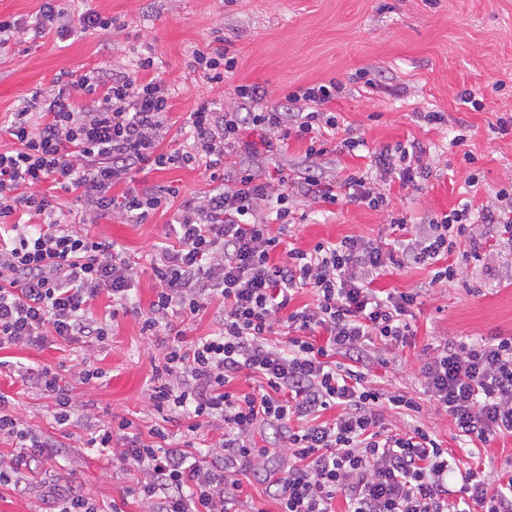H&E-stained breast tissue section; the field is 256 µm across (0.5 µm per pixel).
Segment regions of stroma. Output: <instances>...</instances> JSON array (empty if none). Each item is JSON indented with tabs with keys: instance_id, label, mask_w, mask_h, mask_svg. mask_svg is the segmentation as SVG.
Returning a JSON list of instances; mask_svg holds the SVG:
<instances>
[{
	"instance_id": "stroma-1",
	"label": "stroma",
	"mask_w": 512,
	"mask_h": 512,
	"mask_svg": "<svg viewBox=\"0 0 512 512\" xmlns=\"http://www.w3.org/2000/svg\"><path fill=\"white\" fill-rule=\"evenodd\" d=\"M68 10L91 9L124 22L121 32L91 31L69 40L24 34L0 53V125L17 109L52 89L57 77L68 81L96 67L131 69L136 56L152 53L173 93L174 120L203 102L236 107L235 85L257 84L269 102L285 106L296 87L337 79L345 86L333 104L337 138L361 136L369 151L397 143L418 142L438 175L422 192L393 188L387 211L363 205L319 207L300 201L304 218L292 229L290 243L309 249L320 241L346 235L383 238L388 214L407 216L412 225L430 215L464 205L477 220L475 231L497 253L493 268L467 260L457 280L430 286L427 268L404 267L378 277L377 288L420 291L413 309L414 334L396 362L376 366L374 384L385 391L418 396V374L427 345L470 336H512V243L497 225L481 221L483 206L512 181V133L495 131L501 114L512 113V0H62ZM223 36L237 58V67L223 85L214 86L190 67L194 50ZM483 94L481 110L462 104L464 91ZM427 112L444 120L430 124ZM463 143H456V136ZM474 163H467V156ZM477 184H470V175ZM174 187L179 199L209 190L204 167L131 171L112 188L121 195L130 188ZM172 212H158L146 223H128L108 216L90 225L91 234L106 237L135 262L137 277L131 297L148 308L155 296L152 259L166 246ZM94 315L109 322L111 334L95 347L93 362L103 376L88 383L73 381L75 364L85 353L81 344L56 340L41 349L12 348L0 358L32 367H48L72 380L71 397L78 422L56 424L52 399L23 386L12 373L0 374V391L15 400V412L35 431L59 441L56 458L34 476L27 496L0 489V512H43V497L56 484L68 483L95 499L102 512L125 500L135 472L94 448L72 450L70 437L89 439L97 426L132 420L140 431L159 423L148 398L154 368L163 359L165 342L146 336L133 314L113 315L112 300L101 295ZM266 451L261 471L241 476V491L230 512H278L269 485L281 476L277 452L279 430L261 428L254 435Z\"/></svg>"
}]
</instances>
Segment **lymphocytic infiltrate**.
I'll list each match as a JSON object with an SVG mask.
<instances>
[{
    "label": "lymphocytic infiltrate",
    "mask_w": 512,
    "mask_h": 512,
    "mask_svg": "<svg viewBox=\"0 0 512 512\" xmlns=\"http://www.w3.org/2000/svg\"><path fill=\"white\" fill-rule=\"evenodd\" d=\"M120 27L93 10L75 14L59 0H42L33 23L0 19V49L30 29L66 40ZM236 66L219 36L193 53V70L212 84ZM78 86L91 106L75 105L69 85H60L40 111L13 113L7 131L15 146L0 150V350L57 339L93 346L108 336L92 312L99 296L111 294L114 310L130 309L134 266L111 240L60 220L55 191L72 195L84 220L110 215L141 224L177 192L146 187L112 196L131 170L201 164L213 184L181 202L169 227L175 243L152 265L156 294L140 315L143 334L167 337L149 396L162 423L141 435L124 419L100 426L88 441L137 471L129 493L145 512H227L240 474L264 466L265 452L251 440L262 425L281 432L278 451L288 463L276 480L279 512H333L339 497L345 512H512V461L497 468L456 460L421 420L430 406L448 413L468 440L512 435V336L433 347L420 368V401L372 381L374 366L388 364L411 336L419 297L415 289L377 290V276L422 265L432 269L431 285H446L457 276L450 257L465 236L470 258L494 264L475 237L469 207L430 217L421 234L393 247L359 235L308 250L285 240L297 198L377 211L388 201L384 178L427 188L434 170L418 144L384 149L374 154L373 171L338 181L318 163L338 127L331 105L343 85L336 80L287 93L288 112L268 104L265 88L236 85L249 111L199 104L184 122L187 143L170 150L162 142L172 126V90L153 57L128 72L94 69ZM254 131L261 141L251 140ZM286 136L305 143L304 168L288 174L256 165L260 154L280 153ZM306 289L313 303L291 309ZM210 309L218 325L212 336L194 340L173 330V319ZM279 326L287 339L276 344L270 337ZM245 370L265 380L266 390L230 391ZM18 373L53 398L54 419L67 426L73 404L62 378L47 368ZM332 407L335 420L321 421ZM217 421L221 434L206 439ZM172 422L184 424L182 438L170 434ZM2 436L14 450L0 454V488L26 494L30 474L54 457L58 443L31 429L0 395Z\"/></svg>",
    "instance_id": "obj_1"
}]
</instances>
